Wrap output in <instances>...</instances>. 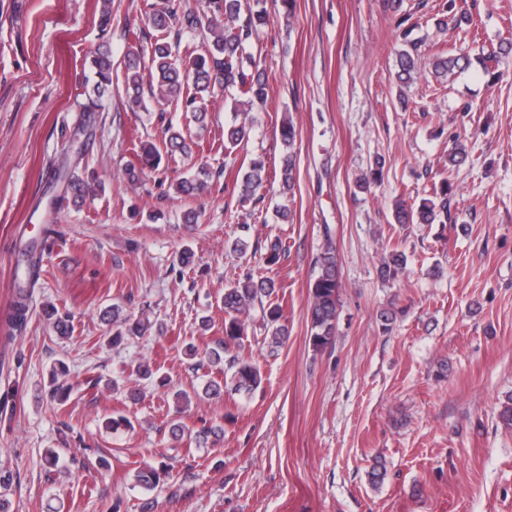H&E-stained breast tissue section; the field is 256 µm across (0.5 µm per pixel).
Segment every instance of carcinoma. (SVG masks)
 I'll return each instance as SVG.
<instances>
[{"label":"carcinoma","mask_w":512,"mask_h":512,"mask_svg":"<svg viewBox=\"0 0 512 512\" xmlns=\"http://www.w3.org/2000/svg\"><path fill=\"white\" fill-rule=\"evenodd\" d=\"M260 0H207L206 10L199 12L186 0H153L147 4L146 19L155 31L154 42L148 43L141 29H127L131 40L123 60L124 85L127 104L131 111L143 107L144 90L162 106L160 113V143L140 144L136 156L139 164L127 165L125 176L130 184L141 181L143 171L158 170L162 155L174 157L192 153L195 141L174 129L171 120L165 117L166 108L172 106L183 112H190L196 123L205 122L206 100L214 93L215 86L224 87L231 93L230 109L240 112L267 99L268 76L258 68L253 52L260 32L268 25L266 10L259 7ZM200 41L204 51L197 53L186 48L180 54L183 38ZM419 42H409V48L398 54V76L411 77L416 69L415 56ZM470 55L463 51L437 57L432 61L433 74L439 80H453V77L470 67ZM91 69L95 78L92 95L84 104V111L98 112L102 109V97L112 85V55L109 50L98 48L91 56ZM251 127L247 123L232 124L224 129V151L232 153L248 141ZM281 137L290 152L284 160L281 172L283 188H294L293 149L294 127H282ZM65 182V193L77 203L86 195L95 193L100 187L91 184L77 170H68L60 175ZM267 178L265 163L260 159L249 161L241 179V197L247 201L254 197ZM448 181L442 180L440 187L433 189V195L423 198L420 204L408 208L400 203L395 209V219L399 224H443L448 218ZM325 248L316 258L317 272L310 282L311 302L309 319L311 324L309 342L320 351L330 345L336 335L339 317V271L333 230L324 225ZM265 262L277 264L285 256L286 248L281 240L274 239L264 246ZM23 260L18 265L15 280V299L5 316L9 329L22 333L27 329L28 300L40 279L42 272L41 254L37 245L30 243L23 249ZM405 252L394 250L383 261L381 274L387 280H394L406 269ZM275 293V283L264 278H255L248 271L230 286L224 288L221 303L224 307V335L217 338L214 346L199 355L197 348L189 344L185 355L193 360L191 369L206 370L207 381L202 391L189 392L178 388L166 377L158 375V369L148 361H140L131 366V375L137 380H149L158 386L170 388L176 403V413L191 404L192 398L206 397L219 399L224 392L249 395L261 384V372L253 359L244 355L242 344L250 323L259 324L265 336L262 345L275 352L288 339V326L284 323L283 308L271 302ZM54 333L66 337L71 333L70 319L60 316L57 309L46 311ZM164 333L162 324H153L142 314H122V309L112 307V348H119L134 338H142L150 330ZM69 369L65 362L58 361L50 369L52 397L58 404L66 402L72 392L69 382ZM224 429L201 417L189 426L181 419L172 421L170 434L173 440L181 443L206 442L211 437H219ZM173 466L161 461L156 465L146 464L135 471L134 486L151 491L161 482L172 478Z\"/></svg>","instance_id":"obj_1"}]
</instances>
